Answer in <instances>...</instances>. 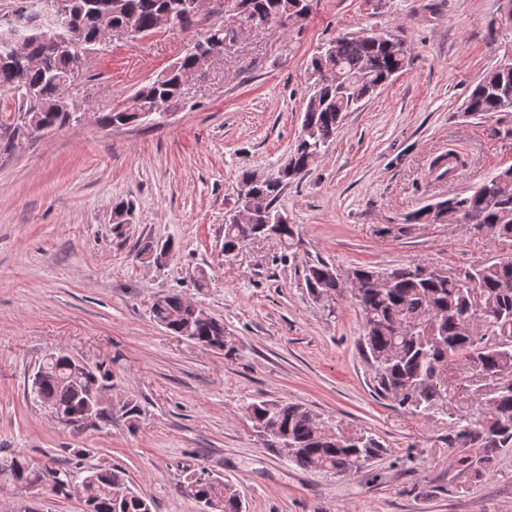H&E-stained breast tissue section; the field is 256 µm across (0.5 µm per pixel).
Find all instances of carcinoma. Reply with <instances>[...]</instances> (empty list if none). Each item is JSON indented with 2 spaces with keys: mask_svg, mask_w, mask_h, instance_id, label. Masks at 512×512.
Listing matches in <instances>:
<instances>
[{
  "mask_svg": "<svg viewBox=\"0 0 512 512\" xmlns=\"http://www.w3.org/2000/svg\"><path fill=\"white\" fill-rule=\"evenodd\" d=\"M12 0L0 9V91L19 98L15 116L27 111L32 95L41 99L38 124L46 131L61 129L76 121L57 106L56 92L73 68V47L97 45L108 29H132L143 37L155 31L156 18L169 14L181 25L194 23L196 9L205 0H112L119 7H106L107 0H65L64 22L42 28L30 13L17 9ZM236 14L263 23L310 9L309 0H230ZM310 61L301 131L291 151L293 169L288 178L257 186L266 200V211L255 223H224V255H233L255 239H275L284 247L298 236L294 224L275 222V206L284 188L302 180L314 159L336 140L344 114L362 98L372 96L409 63L404 38L394 31L375 39L369 33H348L332 39ZM195 57L187 52L136 92L137 111L118 110L99 117L105 127H120L142 121L138 114L158 104L180 108V78L194 71ZM465 111L473 116L512 114V68L497 65L487 70L467 96ZM461 212L462 223L473 219L492 236L512 246V166L501 169L473 190L449 198ZM406 224H446L444 212L428 206L404 218ZM360 280L354 299L362 314L361 345L373 371L374 392L392 399L411 413L430 417L448 409L454 390L448 381V366L457 360L481 375H501L502 388L480 404L481 419L463 425L454 423L448 447L478 446L483 454L458 453L453 460L462 477L481 478L490 469L495 452L512 448V256L466 267L454 274L434 275L425 266L408 262L376 270L354 268ZM308 293L315 299L342 294L343 283L336 268L316 259L304 266ZM150 312L153 320L170 333L190 342L222 351L224 322L208 314L177 293L158 297ZM41 378L31 394L60 422L75 426L87 412L102 423L112 421V404L97 395L112 387V375L99 367L77 365L64 350L48 354L40 363ZM246 413L253 428L272 448L288 449L290 460L304 470L336 475L357 471L385 453L370 435L363 441L346 443L316 414L288 401L251 402ZM49 473L22 451L0 458V487H38ZM83 485L84 512H153V500L128 484L118 467L56 471ZM187 494L206 512H241L235 486L221 478L196 477L186 486Z\"/></svg>",
  "mask_w": 512,
  "mask_h": 512,
  "instance_id": "1",
  "label": "carcinoma"
}]
</instances>
